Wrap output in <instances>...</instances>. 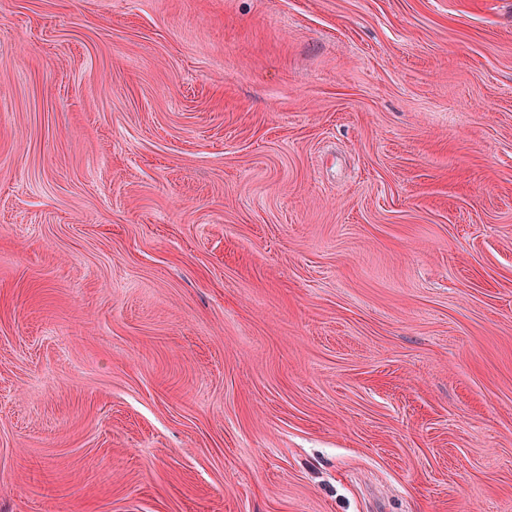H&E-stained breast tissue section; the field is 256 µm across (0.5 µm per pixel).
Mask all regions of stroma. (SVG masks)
I'll return each mask as SVG.
<instances>
[{"label": "stroma", "mask_w": 512, "mask_h": 512, "mask_svg": "<svg viewBox=\"0 0 512 512\" xmlns=\"http://www.w3.org/2000/svg\"><path fill=\"white\" fill-rule=\"evenodd\" d=\"M0 512H512V0H0Z\"/></svg>", "instance_id": "stroma-1"}]
</instances>
